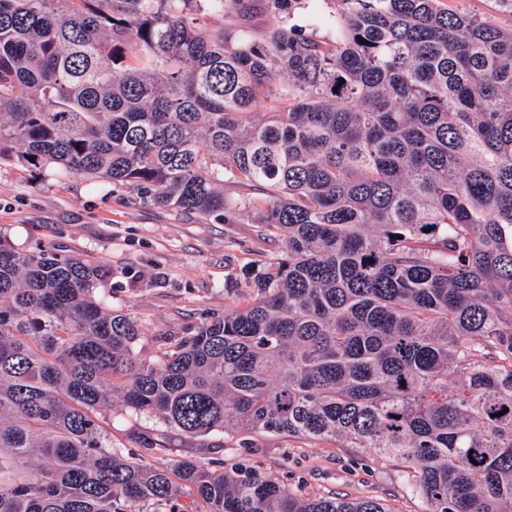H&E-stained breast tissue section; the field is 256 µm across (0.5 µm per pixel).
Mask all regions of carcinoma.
I'll use <instances>...</instances> for the list:
<instances>
[{"label":"carcinoma","instance_id":"carcinoma-1","mask_svg":"<svg viewBox=\"0 0 512 512\" xmlns=\"http://www.w3.org/2000/svg\"><path fill=\"white\" fill-rule=\"evenodd\" d=\"M224 2L0 0V151L283 244L251 303L147 359L103 265L0 243V512H182L183 491L207 512H387L130 456L99 425L115 399L192 437L342 439L426 512H512V31L343 0L328 41L232 39L205 23ZM226 182L262 196L231 204Z\"/></svg>","mask_w":512,"mask_h":512}]
</instances>
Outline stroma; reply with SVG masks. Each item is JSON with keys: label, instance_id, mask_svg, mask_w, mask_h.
Here are the masks:
<instances>
[{"label": "stroma", "instance_id": "obj_1", "mask_svg": "<svg viewBox=\"0 0 512 512\" xmlns=\"http://www.w3.org/2000/svg\"><path fill=\"white\" fill-rule=\"evenodd\" d=\"M449 10L512 30V8L504 0H443ZM342 0H302L291 16L270 12L266 0H238L224 17L225 32L298 25L328 40L327 23ZM0 242L18 250L54 245L68 254L109 267L105 300L138 326L136 349L152 358L167 339L189 335L225 310L245 306L252 290L246 272L279 254L282 244L263 238L258 225L227 224L169 207L143 203L102 179L37 169L12 153L0 155ZM112 445L140 453L143 438L163 448L158 463L190 459L218 467L244 464L308 495H372L389 512H425L407 493L398 467L343 440L320 441L287 434H247L235 425L206 437H190L155 417L123 406L101 408Z\"/></svg>", "mask_w": 512, "mask_h": 512}]
</instances>
